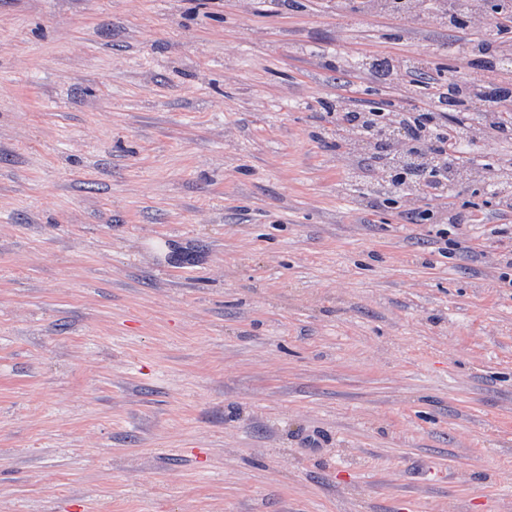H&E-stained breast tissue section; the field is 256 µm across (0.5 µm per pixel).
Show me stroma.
I'll list each match as a JSON object with an SVG mask.
<instances>
[{"label": "stroma", "mask_w": 512, "mask_h": 512, "mask_svg": "<svg viewBox=\"0 0 512 512\" xmlns=\"http://www.w3.org/2000/svg\"><path fill=\"white\" fill-rule=\"evenodd\" d=\"M360 0H0V512H512V209L353 192Z\"/></svg>", "instance_id": "35a3bbf8"}]
</instances>
